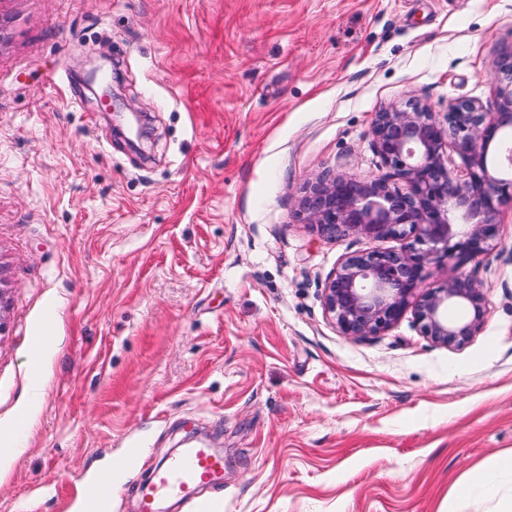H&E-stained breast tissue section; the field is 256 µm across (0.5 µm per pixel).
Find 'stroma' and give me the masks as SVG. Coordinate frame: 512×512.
I'll return each instance as SVG.
<instances>
[{
    "instance_id": "35a3bbf8",
    "label": "stroma",
    "mask_w": 512,
    "mask_h": 512,
    "mask_svg": "<svg viewBox=\"0 0 512 512\" xmlns=\"http://www.w3.org/2000/svg\"><path fill=\"white\" fill-rule=\"evenodd\" d=\"M509 43L512 0H0V512H76L55 487L134 444L112 512H137L197 442L221 512H494L454 491L512 451V203L455 349L409 315L341 335L324 283L370 243L295 211L324 171L383 174L372 122L406 94L493 110ZM108 62L144 154L85 86Z\"/></svg>"
}]
</instances>
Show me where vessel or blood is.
I'll return each mask as SVG.
<instances>
[{"label": "vessel or blood", "mask_w": 512, "mask_h": 512, "mask_svg": "<svg viewBox=\"0 0 512 512\" xmlns=\"http://www.w3.org/2000/svg\"><path fill=\"white\" fill-rule=\"evenodd\" d=\"M140 454V449H126L123 454L112 458L107 478L85 481L78 498L79 512H112V479ZM223 481V455L205 445L182 449L168 464L154 469L149 479L139 487V512H163L165 504L181 496L184 489L215 488L222 486Z\"/></svg>", "instance_id": "1"}]
</instances>
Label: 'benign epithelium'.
<instances>
[{
  "instance_id": "1",
  "label": "benign epithelium",
  "mask_w": 512,
  "mask_h": 512,
  "mask_svg": "<svg viewBox=\"0 0 512 512\" xmlns=\"http://www.w3.org/2000/svg\"><path fill=\"white\" fill-rule=\"evenodd\" d=\"M491 73L495 111L468 100L442 116L413 98L390 105L372 123V148L387 174L361 180L326 172L307 183L296 217L321 235L406 241L398 250L350 255L328 276L323 310L341 335L378 336L410 313L432 343L459 348L483 327L485 287L458 268L493 245L500 210L512 201V150L504 149L508 172L488 163L491 144L512 135V46ZM454 156L465 173L450 167ZM441 260L453 262L445 285L425 288V267ZM450 307L462 315L449 318Z\"/></svg>"
}]
</instances>
